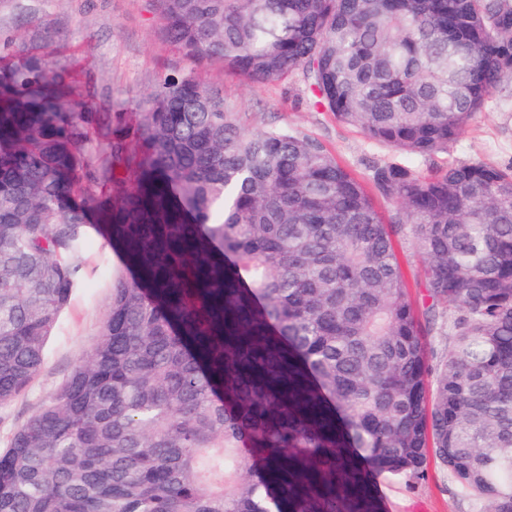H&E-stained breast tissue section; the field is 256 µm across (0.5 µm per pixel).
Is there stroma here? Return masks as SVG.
<instances>
[{"label":"stroma","mask_w":512,"mask_h":512,"mask_svg":"<svg viewBox=\"0 0 512 512\" xmlns=\"http://www.w3.org/2000/svg\"><path fill=\"white\" fill-rule=\"evenodd\" d=\"M0 34L37 49L51 35L56 60L70 63L80 81L95 89V103L129 102L154 89L167 73L191 63L158 33L148 0H0ZM201 77L241 112L246 131L288 127L320 139L359 177L373 164L393 159V150L373 145L356 128L340 123L310 101L301 76L283 83L254 86L224 71L219 62L200 67ZM486 160L512 164V108L475 113L447 152L420 162V172L450 162ZM82 275L45 349L44 365L32 385L0 405V448L65 380L79 356L96 340L112 293L117 259L108 244L91 236L78 258ZM384 512H476L456 492L447 471L429 462L426 479L409 490L377 481Z\"/></svg>","instance_id":"obj_1"}]
</instances>
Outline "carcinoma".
<instances>
[{"instance_id":"1","label":"carcinoma","mask_w":512,"mask_h":512,"mask_svg":"<svg viewBox=\"0 0 512 512\" xmlns=\"http://www.w3.org/2000/svg\"><path fill=\"white\" fill-rule=\"evenodd\" d=\"M150 2L187 59L300 71L400 158L363 182L316 137L248 133L194 69L127 127L50 43L1 37L0 404L43 365L90 231L119 262L96 342L0 449V512H382L377 478L414 489L431 456L512 512V165L416 169L512 102V0ZM397 251L403 263L406 278L409 284V291L413 300L414 308L423 324L428 317V306L431 301L423 296L424 288H415V283L423 281V265L421 257L415 246L398 244Z\"/></svg>"}]
</instances>
